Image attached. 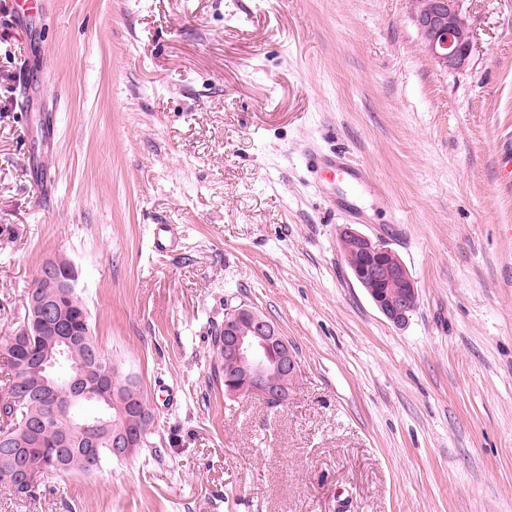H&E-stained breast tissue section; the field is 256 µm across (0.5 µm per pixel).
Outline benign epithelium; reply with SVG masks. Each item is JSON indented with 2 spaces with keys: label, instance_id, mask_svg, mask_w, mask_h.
<instances>
[{
  "label": "benign epithelium",
  "instance_id": "benign-epithelium-1",
  "mask_svg": "<svg viewBox=\"0 0 512 512\" xmlns=\"http://www.w3.org/2000/svg\"><path fill=\"white\" fill-rule=\"evenodd\" d=\"M405 2L421 52L442 70H465L476 44L470 0ZM340 248L349 259L356 260L350 271L359 284H378L368 289L377 309L393 325L404 326L417 308L418 291L396 253L349 225L341 231ZM36 277L48 292L31 295L25 325L9 339V347L27 336L39 337L43 349L36 362L24 365L21 393H36L48 401L51 413L65 421L67 429L50 441L49 453L25 454L19 462L15 449L41 438L36 423L23 424L17 435L3 440L0 478L20 492L52 468L63 466V452H71L77 445L85 447L88 454L100 440L107 439L112 453L120 458L132 457L140 445V440L120 425L141 405V387L133 375H121L112 364L102 372L96 362L65 363V348L77 342L95 346L90 331L67 318V303L80 288L75 265L58 253L43 260ZM221 335L217 354L229 371L225 376L227 394L258 399L268 409L278 411L287 403L299 373L296 355L278 326L241 303L227 310ZM77 431L84 432L80 443L74 439Z\"/></svg>",
  "mask_w": 512,
  "mask_h": 512
}]
</instances>
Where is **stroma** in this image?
I'll list each match as a JSON object with an SVG mask.
<instances>
[{"label": "stroma", "mask_w": 512, "mask_h": 512, "mask_svg": "<svg viewBox=\"0 0 512 512\" xmlns=\"http://www.w3.org/2000/svg\"><path fill=\"white\" fill-rule=\"evenodd\" d=\"M444 72L405 0H0V348L66 254L150 444L0 485V512H512V0H473ZM344 152L363 183L322 181ZM388 245L393 326L339 251ZM164 226L166 252L153 248ZM247 302L300 373L234 398L211 338ZM339 241L350 261L357 259L350 267L354 279L367 285L370 298L387 320L394 326H404L417 308L418 291L400 258L392 249L374 242L350 225L343 227ZM370 282L385 288H377Z\"/></svg>", "instance_id": "1"}]
</instances>
